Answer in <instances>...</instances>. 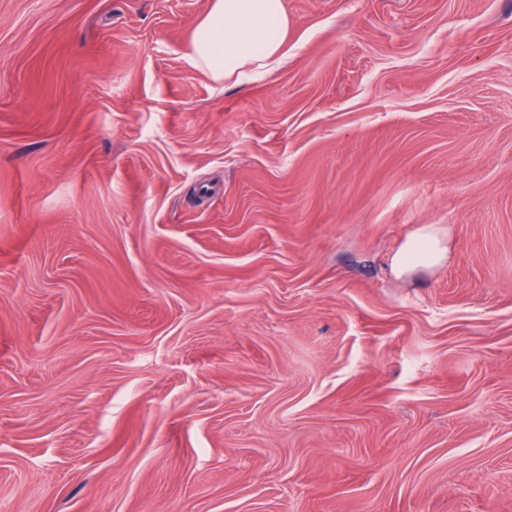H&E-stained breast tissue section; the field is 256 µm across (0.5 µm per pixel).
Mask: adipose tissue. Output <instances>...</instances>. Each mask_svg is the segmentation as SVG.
<instances>
[{
  "label": "adipose tissue",
  "mask_w": 512,
  "mask_h": 512,
  "mask_svg": "<svg viewBox=\"0 0 512 512\" xmlns=\"http://www.w3.org/2000/svg\"><path fill=\"white\" fill-rule=\"evenodd\" d=\"M288 15L283 0H209L192 35L190 63L215 81L269 71L286 56ZM450 249L433 224L415 230L393 255L404 276L438 266Z\"/></svg>",
  "instance_id": "ef3b65f1"
}]
</instances>
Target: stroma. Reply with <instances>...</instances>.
<instances>
[{
	"mask_svg": "<svg viewBox=\"0 0 512 512\" xmlns=\"http://www.w3.org/2000/svg\"><path fill=\"white\" fill-rule=\"evenodd\" d=\"M208 2L0 0V512H512V0ZM287 34L283 0H209L189 62L216 82L261 74L285 58ZM450 247L433 224L415 230L408 241L393 255L391 267L397 276L410 275L423 269L438 266L449 259Z\"/></svg>",
	"mask_w": 512,
	"mask_h": 512,
	"instance_id": "obj_1",
	"label": "stroma"
}]
</instances>
